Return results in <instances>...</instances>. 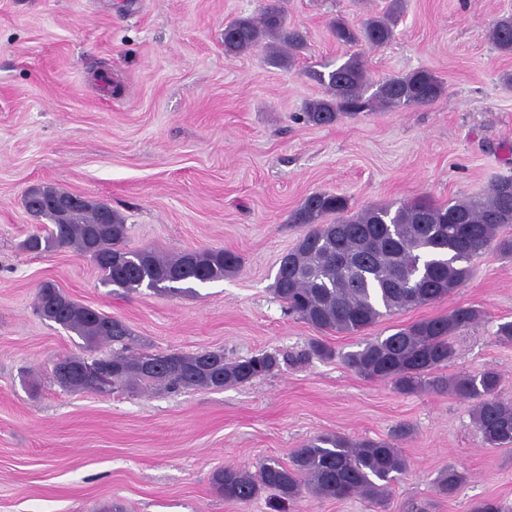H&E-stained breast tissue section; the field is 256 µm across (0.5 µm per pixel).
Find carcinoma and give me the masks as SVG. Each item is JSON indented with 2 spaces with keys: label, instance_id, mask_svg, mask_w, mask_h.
I'll return each instance as SVG.
<instances>
[{
  "label": "carcinoma",
  "instance_id": "cac0c4a2",
  "mask_svg": "<svg viewBox=\"0 0 512 512\" xmlns=\"http://www.w3.org/2000/svg\"><path fill=\"white\" fill-rule=\"evenodd\" d=\"M279 2L269 0L257 17L240 16L226 23L224 53L236 57L262 49L275 65L293 63L305 49L307 36L288 25ZM403 11L400 0H392L386 12L357 26L342 18L331 20L330 33L345 47L361 42L383 45L393 40ZM489 39L500 52L512 55V15L492 23ZM308 75L327 88V95L311 100L303 112V119L313 125H331L376 107L429 105L444 92L442 82L428 69L374 85L357 53L327 73L311 69ZM36 214L46 217L50 227L30 234L24 242L26 250L41 253L68 247L81 255L93 251L102 283L125 294L144 288L193 294L196 286L222 280L241 265L237 254L222 248L176 256L148 248L129 249L125 219L104 203L90 201L63 220L49 207ZM290 223L305 226L307 231L281 258L274 294L285 302L289 313L317 329L357 334L385 316L454 293L471 277L472 260L492 244L502 255L512 257V236L502 235L512 226V177L495 181L483 198L440 205L421 198L395 209L372 204L355 212L347 196L318 191L293 210ZM35 305L42 317L91 345H120L119 351L98 362L112 367V381L133 389L154 384L217 389L248 383L280 365L278 356L267 352L227 361L220 352L203 350L174 353L173 363L162 359L146 369L143 361L156 355L132 351L137 341L122 321L72 301L51 282L40 285ZM480 316L478 309L458 307L369 339L359 349L342 354L341 360L358 375L386 380L402 393L427 388L475 401L473 421L483 442L509 449L512 401L501 397L499 374L487 369L452 379L435 375L453 356L456 334ZM405 471L402 454L387 441L353 442L339 435H319L295 451L289 466L270 459L253 475L226 466L213 474L212 483L224 498L245 505L267 489L277 492L283 506L307 491L336 500L360 495L380 505L389 486ZM463 479L461 472L448 467L437 478V493L451 497Z\"/></svg>",
  "mask_w": 512,
  "mask_h": 512
}]
</instances>
